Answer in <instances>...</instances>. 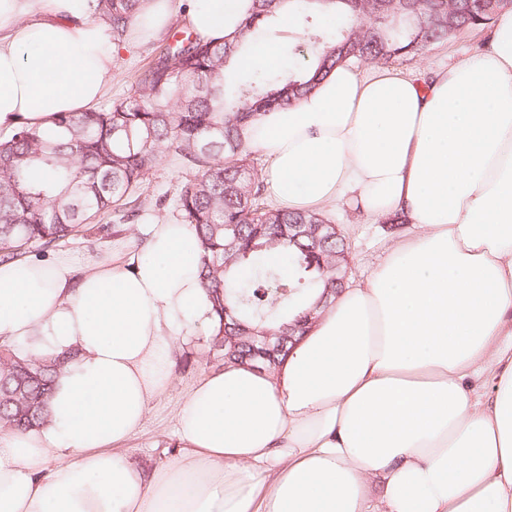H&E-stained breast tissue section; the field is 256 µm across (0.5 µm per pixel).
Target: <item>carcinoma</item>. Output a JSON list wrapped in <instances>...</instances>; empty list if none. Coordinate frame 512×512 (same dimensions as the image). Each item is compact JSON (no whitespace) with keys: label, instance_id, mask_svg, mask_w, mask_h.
<instances>
[{"label":"carcinoma","instance_id":"1","mask_svg":"<svg viewBox=\"0 0 512 512\" xmlns=\"http://www.w3.org/2000/svg\"><path fill=\"white\" fill-rule=\"evenodd\" d=\"M239 38L204 41L179 31L157 47L132 94L87 112H62L54 127L22 126L0 141V262L46 251L98 216L125 207L138 220L146 181L169 153L187 179L172 215L194 226L202 284L218 317L209 351L266 371L286 360L307 320L346 282V237L322 215L267 203L244 130L257 116L296 105L336 64H385L490 24L505 0H254ZM141 0H96L121 42ZM294 6L311 63L262 78L245 66L266 53L255 31L288 25ZM344 17L327 33L322 18ZM37 170L48 179L34 176ZM271 337L269 345L262 337ZM69 362L34 363L0 345V431L45 425L54 378Z\"/></svg>","mask_w":512,"mask_h":512}]
</instances>
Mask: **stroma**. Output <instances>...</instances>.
I'll return each instance as SVG.
<instances>
[{"instance_id": "35a3bbf8", "label": "stroma", "mask_w": 512, "mask_h": 512, "mask_svg": "<svg viewBox=\"0 0 512 512\" xmlns=\"http://www.w3.org/2000/svg\"><path fill=\"white\" fill-rule=\"evenodd\" d=\"M489 36L488 29L463 32L448 41L432 45L411 60L393 59L389 66L406 74H419L455 62L462 55L480 52ZM159 41L155 38L131 43L121 50L115 62L109 99H117L132 92L144 66L149 62ZM186 174L175 155H167L150 177L149 194L152 199L148 214H158L155 200L172 201L178 194ZM327 219L338 225L347 235L349 265L347 277L363 280L368 270L377 264L394 233L383 222L366 214L353 211L345 204H337ZM121 214L112 211L88 224L86 231L78 233L57 247L60 255L71 257L76 264L101 255L105 250L120 252L134 245L131 231L117 232ZM207 333L189 337L176 347L171 368V384L152 404L151 410L131 442L130 458L145 472L165 463L179 453L174 437L178 410L188 389L205 373L222 369V362L209 353Z\"/></svg>"}]
</instances>
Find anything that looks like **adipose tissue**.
I'll return each instance as SVG.
<instances>
[{"mask_svg":"<svg viewBox=\"0 0 512 512\" xmlns=\"http://www.w3.org/2000/svg\"><path fill=\"white\" fill-rule=\"evenodd\" d=\"M253 0H188L202 39ZM92 0H0V134L52 127L112 84L121 45ZM143 0L127 34L167 27ZM281 208L339 202L410 232L321 310L285 362L229 364L186 394L181 455L145 474L126 446L171 382L173 346L215 321L191 225L76 268L0 264V337L70 355L51 418L0 434V512H512V5L484 48L429 75L336 66L246 129Z\"/></svg>","mask_w":512,"mask_h":512,"instance_id":"1","label":"adipose tissue"}]
</instances>
